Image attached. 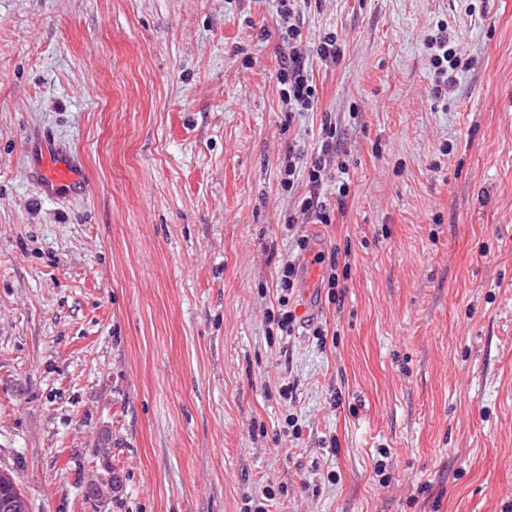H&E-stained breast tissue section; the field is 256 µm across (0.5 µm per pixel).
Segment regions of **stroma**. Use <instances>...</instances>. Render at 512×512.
<instances>
[{
	"label": "stroma",
	"instance_id": "obj_1",
	"mask_svg": "<svg viewBox=\"0 0 512 512\" xmlns=\"http://www.w3.org/2000/svg\"><path fill=\"white\" fill-rule=\"evenodd\" d=\"M299 25L344 56L311 57L292 116L272 0H0V471L30 512H512V0H311ZM441 27L474 65L438 100ZM328 121L350 191L298 232L347 254L345 288L282 336L308 187L279 168ZM44 132L85 195L30 180ZM298 276V265L292 260L283 262L277 271V284L281 292L278 298V306L276 312H269L267 315V323L274 324L281 331L282 336L292 335L294 331V323L296 317L290 307V295L292 294L295 281Z\"/></svg>",
	"mask_w": 512,
	"mask_h": 512
}]
</instances>
